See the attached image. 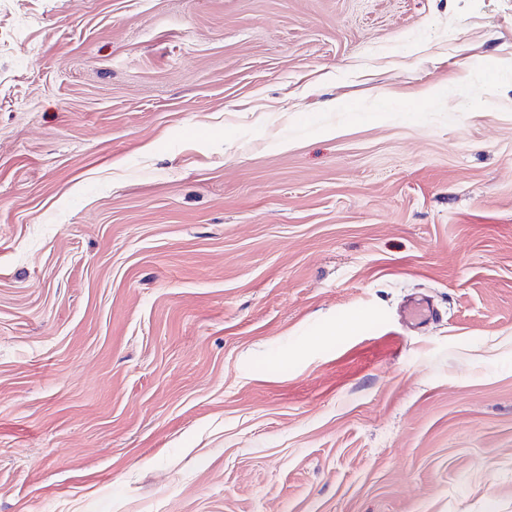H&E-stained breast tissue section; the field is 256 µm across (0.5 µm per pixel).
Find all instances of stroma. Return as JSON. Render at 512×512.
I'll use <instances>...</instances> for the list:
<instances>
[{
  "mask_svg": "<svg viewBox=\"0 0 512 512\" xmlns=\"http://www.w3.org/2000/svg\"><path fill=\"white\" fill-rule=\"evenodd\" d=\"M0 512H512V0H0Z\"/></svg>",
  "mask_w": 512,
  "mask_h": 512,
  "instance_id": "stroma-1",
  "label": "stroma"
}]
</instances>
